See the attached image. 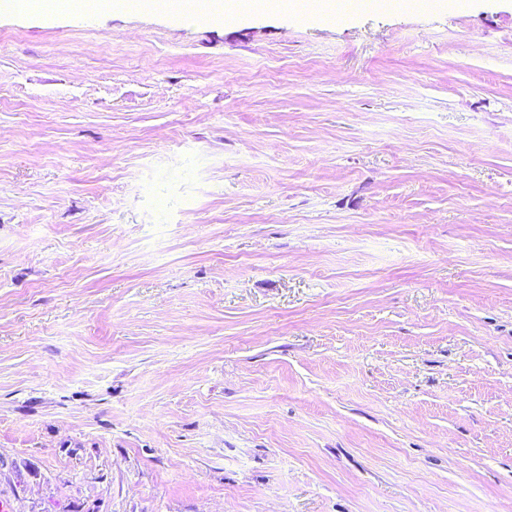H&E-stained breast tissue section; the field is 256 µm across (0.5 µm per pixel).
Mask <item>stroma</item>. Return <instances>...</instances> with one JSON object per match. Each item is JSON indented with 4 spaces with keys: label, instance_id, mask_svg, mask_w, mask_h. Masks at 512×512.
Returning a JSON list of instances; mask_svg holds the SVG:
<instances>
[{
    "label": "stroma",
    "instance_id": "obj_1",
    "mask_svg": "<svg viewBox=\"0 0 512 512\" xmlns=\"http://www.w3.org/2000/svg\"><path fill=\"white\" fill-rule=\"evenodd\" d=\"M14 512H512V0L0 15Z\"/></svg>",
    "mask_w": 512,
    "mask_h": 512
}]
</instances>
